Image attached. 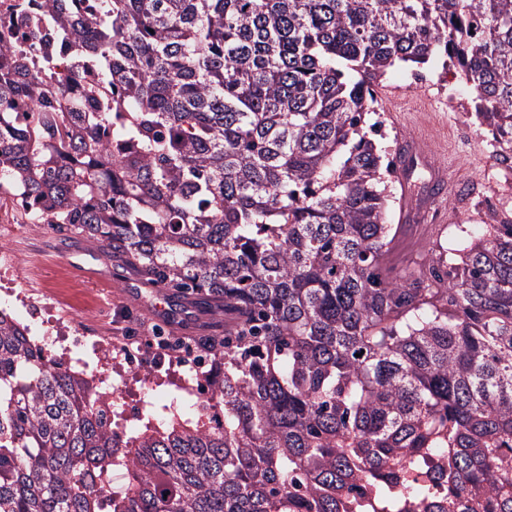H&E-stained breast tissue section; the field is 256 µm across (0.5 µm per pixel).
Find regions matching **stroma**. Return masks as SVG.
Listing matches in <instances>:
<instances>
[{
    "instance_id": "35a3bbf8",
    "label": "stroma",
    "mask_w": 512,
    "mask_h": 512,
    "mask_svg": "<svg viewBox=\"0 0 512 512\" xmlns=\"http://www.w3.org/2000/svg\"><path fill=\"white\" fill-rule=\"evenodd\" d=\"M423 76L411 79V69L398 65L390 69L376 94L380 110L367 116V123L381 121L375 141L379 149L395 154L414 144L424 158L410 181L415 200L426 196L425 186L433 177L441 153L452 162L446 176L457 189L455 202L446 206L452 222L429 225L426 235L405 232L395 255L403 262L429 242L464 240L483 234L492 223L495 208L512 206V180L493 178L497 165L490 147L491 136L472 114L474 94L460 71L443 53H432ZM4 245L23 255H41L44 265L35 278L18 275L13 291L26 295L18 305L20 321L36 322L47 329L51 318L82 326L86 315L96 314L99 335L130 354L146 382L141 398L133 404L118 403L117 423L121 431L140 433L146 423L166 429L173 418L197 419L203 397L176 390L170 374L173 360L160 349L153 334L168 336L219 337L224 324L197 308L190 299L173 297L171 290L157 287L132 271L118 268L101 243L71 231L58 232L42 224L36 236H29L25 224H15ZM94 269L96 279L84 276Z\"/></svg>"
}]
</instances>
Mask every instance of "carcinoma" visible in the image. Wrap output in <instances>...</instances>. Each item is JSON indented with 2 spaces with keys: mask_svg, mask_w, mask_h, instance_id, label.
Returning a JSON list of instances; mask_svg holds the SVG:
<instances>
[{
  "mask_svg": "<svg viewBox=\"0 0 512 512\" xmlns=\"http://www.w3.org/2000/svg\"><path fill=\"white\" fill-rule=\"evenodd\" d=\"M44 3L17 9L40 71L0 44V182L224 318V372L206 420L126 437L0 313V512L390 509L430 457L431 512H512V220L394 271L397 160L364 130L440 49L512 163V0Z\"/></svg>",
  "mask_w": 512,
  "mask_h": 512,
  "instance_id": "carcinoma-1",
  "label": "carcinoma"
}]
</instances>
